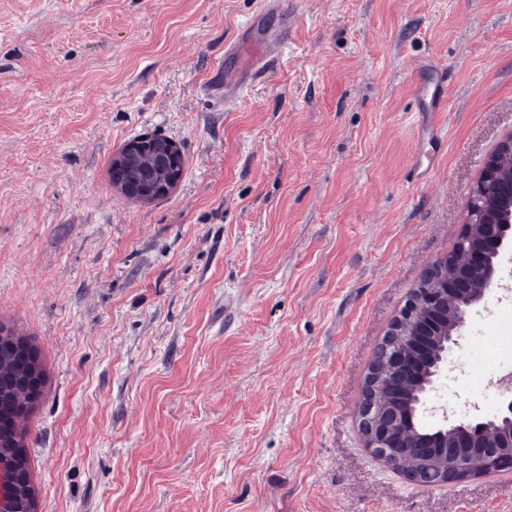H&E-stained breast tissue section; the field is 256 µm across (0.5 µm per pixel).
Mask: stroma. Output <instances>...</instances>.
I'll return each instance as SVG.
<instances>
[{
    "label": "stroma",
    "instance_id": "obj_1",
    "mask_svg": "<svg viewBox=\"0 0 512 512\" xmlns=\"http://www.w3.org/2000/svg\"><path fill=\"white\" fill-rule=\"evenodd\" d=\"M257 0H0V324L36 350L17 430L37 512H512V473L445 486L378 460L367 368L512 136V0H288L254 96L205 87ZM454 66L446 111L415 95ZM446 139L411 172L425 124ZM174 142L151 203L129 140ZM465 325L458 404L490 351Z\"/></svg>",
    "mask_w": 512,
    "mask_h": 512
}]
</instances>
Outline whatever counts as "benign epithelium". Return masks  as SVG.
Returning <instances> with one entry per match:
<instances>
[{"label": "benign epithelium", "mask_w": 512, "mask_h": 512, "mask_svg": "<svg viewBox=\"0 0 512 512\" xmlns=\"http://www.w3.org/2000/svg\"><path fill=\"white\" fill-rule=\"evenodd\" d=\"M498 149L507 153L498 168L483 172L472 187L470 198L479 196L484 181H494L504 177L512 184V137L502 141ZM117 188L142 201L153 200V194L137 181L130 180L117 185ZM482 210L499 215L494 224L465 225L460 235L477 237L491 252L469 248L460 257L445 255L434 262L426 272L385 336L381 359V376L376 378L374 366L366 373L364 392L359 405L358 417L366 446L372 453L387 464H393L395 449L401 448L413 456L426 455L428 450L415 442L412 430L399 424L398 416L389 407L378 409L374 399L387 403L400 395L418 376L425 375V381L416 396L415 407L425 404V396L436 384L448 375V352L459 344L461 330L471 313L484 306L489 288L499 284L502 257L512 249V192L509 197L487 196L482 199ZM445 311L448 325L439 337L438 350L432 358L425 355L420 342L423 327L420 322L430 316ZM499 389L503 401L498 414L490 419L460 418L452 420L448 414L442 415L438 430L442 434L474 430L482 433L488 423L498 426V434L493 438V447H512V375L499 379ZM14 432L4 431L0 422V512H19L21 498L31 499L29 487L25 486L20 475L15 453L11 446ZM470 443L459 437L448 443V457L454 464L469 468L461 476L447 480V483L464 481L478 474L476 467L485 470L502 464L498 459H487V454L469 456L465 449Z\"/></svg>", "instance_id": "benign-epithelium-1"}]
</instances>
